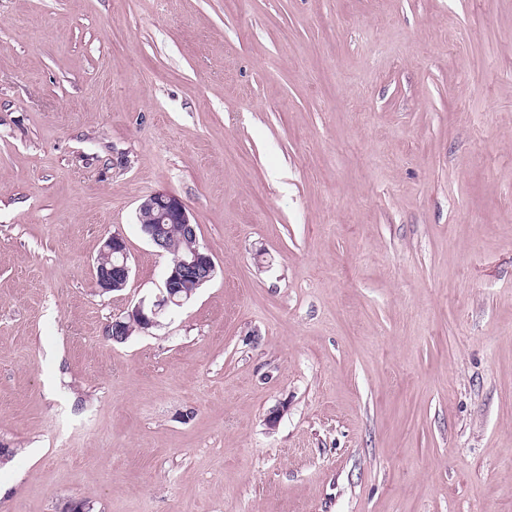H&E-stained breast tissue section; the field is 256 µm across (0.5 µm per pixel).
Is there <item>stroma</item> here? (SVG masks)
Returning <instances> with one entry per match:
<instances>
[{
  "label": "stroma",
  "mask_w": 512,
  "mask_h": 512,
  "mask_svg": "<svg viewBox=\"0 0 512 512\" xmlns=\"http://www.w3.org/2000/svg\"><path fill=\"white\" fill-rule=\"evenodd\" d=\"M156 191L216 275L116 343ZM0 446V512H512V0H0ZM130 271L126 241L119 233H113L104 240L93 270L99 293H111L125 288Z\"/></svg>",
  "instance_id": "obj_1"
}]
</instances>
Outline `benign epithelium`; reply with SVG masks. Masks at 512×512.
<instances>
[{
	"instance_id": "1",
	"label": "benign epithelium",
	"mask_w": 512,
	"mask_h": 512,
	"mask_svg": "<svg viewBox=\"0 0 512 512\" xmlns=\"http://www.w3.org/2000/svg\"><path fill=\"white\" fill-rule=\"evenodd\" d=\"M138 211L150 215V223L142 225L140 232L156 248L167 249V225L178 224L182 235L189 240V249L167 268L159 293L153 299L141 300L125 316L108 324L106 336L114 342H124L135 331L145 332L160 325L161 318L181 309L216 274L213 255L198 245L197 225L191 222L189 210L179 197L156 191L141 202ZM130 271L126 241L114 233L104 240L96 259L93 273L98 291L105 294L125 288Z\"/></svg>"
}]
</instances>
